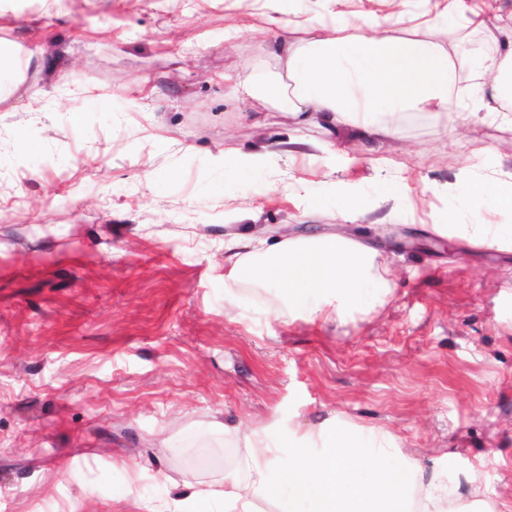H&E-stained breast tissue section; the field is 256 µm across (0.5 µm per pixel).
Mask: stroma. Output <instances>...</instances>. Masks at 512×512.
Returning a JSON list of instances; mask_svg holds the SVG:
<instances>
[{"mask_svg":"<svg viewBox=\"0 0 512 512\" xmlns=\"http://www.w3.org/2000/svg\"><path fill=\"white\" fill-rule=\"evenodd\" d=\"M421 0H0V512H146L218 476L223 427L271 434L339 416L397 440L386 459L447 470L467 500L512 501V251L463 249L436 224H512V127L414 114L382 170L330 162L304 129L290 162L225 172V148L289 132L236 75L271 78L283 26L392 15ZM37 142L33 153L20 139ZM479 173L490 192L457 186ZM400 200L379 198L386 175ZM367 206L351 233L388 271L342 321L277 317L236 285L224 240L337 223L336 185ZM142 474L129 487L117 456ZM481 464L480 487L465 474ZM164 470L172 484L157 482Z\"/></svg>","mask_w":512,"mask_h":512,"instance_id":"obj_1","label":"stroma"}]
</instances>
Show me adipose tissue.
<instances>
[{"label":"adipose tissue","mask_w":512,"mask_h":512,"mask_svg":"<svg viewBox=\"0 0 512 512\" xmlns=\"http://www.w3.org/2000/svg\"><path fill=\"white\" fill-rule=\"evenodd\" d=\"M422 2L421 20L406 33L385 17L320 30L295 22V36L275 41L281 68L270 84L248 74L233 84L245 100L286 101L294 134L272 142L266 152L225 149V171H262L271 153L293 157L309 125L326 131L319 149L331 157L337 130L382 145L398 138L402 118L412 112L447 116L445 129L452 134L464 106L511 125L512 29L478 14L452 28L448 18L467 11L466 0ZM474 28L499 44L500 52L460 54ZM461 72L476 78L463 93L455 88ZM452 230L471 245L512 248V224H456ZM375 258L374 249L339 230L307 240L284 235L272 244L263 237L224 242V262L238 282L276 288L292 306L310 300L306 318L312 322L361 308L366 289L389 292ZM225 437L242 447L233 471L187 486L148 512H263L266 503L274 512H468L443 471L425 478L416 464H386L382 455L392 445L390 436L370 428L365 438H356L352 426L336 417L277 443L259 427ZM284 448L290 460L282 466Z\"/></svg>","instance_id":"adipose-tissue-1"}]
</instances>
